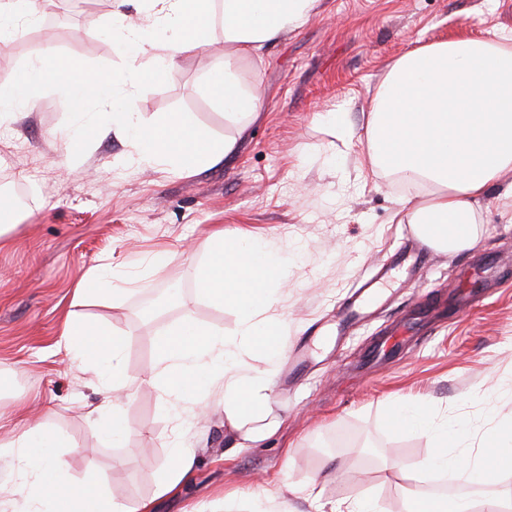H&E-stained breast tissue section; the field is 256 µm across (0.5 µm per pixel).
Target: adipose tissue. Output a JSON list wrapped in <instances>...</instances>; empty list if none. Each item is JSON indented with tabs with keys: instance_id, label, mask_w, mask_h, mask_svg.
<instances>
[{
	"instance_id": "ef3b65f1",
	"label": "adipose tissue",
	"mask_w": 512,
	"mask_h": 512,
	"mask_svg": "<svg viewBox=\"0 0 512 512\" xmlns=\"http://www.w3.org/2000/svg\"><path fill=\"white\" fill-rule=\"evenodd\" d=\"M150 20L140 23L116 12L112 23L130 58L151 55L150 65L87 72L82 59L41 53L30 63L20 87L0 88V122L22 115L33 91L55 80L75 110L93 100L111 102L112 129L136 149L142 167L167 166L184 174L211 167L233 154L238 139L215 142L177 113L145 123L122 88L161 84L175 58L204 51L215 25L224 29V58L205 90L225 118L245 127L254 118L260 86L244 81L242 62L263 60L266 45L317 16L321 0H139ZM368 155L373 166L424 185L420 201L403 199L400 214L435 249L460 251L477 240L478 206L501 173L512 170V48L498 38H460L429 44L400 57L380 83L367 120ZM286 262L267 239L214 235V247L197 267L198 291L206 301L235 307L240 324L234 338L184 317L155 344L151 382L163 394V408L184 420L204 412L206 394L224 385V424L233 441L261 443L274 432L269 416L276 369L288 346V323L271 317ZM71 366L94 369L103 401L90 411L113 441L129 436L110 395L131 385L123 369L126 341L100 323L68 314L61 333ZM258 354L261 367L244 371L242 353ZM390 419L402 433H427L434 454L424 469L467 471L493 483L512 464V424L501 427L493 458L455 454L460 430L430 429L422 411L398 410ZM69 442L60 433L33 427L0 448V458L19 457L12 493L26 512H152L153 502L116 501L70 478L62 458Z\"/></svg>"
}]
</instances>
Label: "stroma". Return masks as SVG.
<instances>
[{"label":"stroma","instance_id":"35a3bbf8","mask_svg":"<svg viewBox=\"0 0 512 512\" xmlns=\"http://www.w3.org/2000/svg\"><path fill=\"white\" fill-rule=\"evenodd\" d=\"M32 8L53 18L57 32L39 37L28 21L0 45V87L19 81L49 48L79 56L95 73L126 67L114 0H34ZM495 29L512 31V0H326L319 15L267 47L264 63L243 62L261 101L240 133L204 90L224 49L215 28L210 50L177 58L161 85L135 99L144 122L180 112L213 140L239 134L224 162L189 176L133 164L135 148L109 131L108 104L87 107L102 133L66 144L72 108L54 85L38 89L27 114L0 125V198L16 213L0 242V371L9 375L0 385V443L38 423L62 432L73 442L63 458L74 481L128 503L155 499L156 512H208L228 494L237 497L234 512H247L254 496L287 502L290 512L365 497L378 512H406L411 490L437 478L420 469L435 447L428 436L394 429L389 414L398 407L423 410L435 428L459 425L460 454L483 452L512 421V267L500 266L512 258V172L480 205L475 248L433 251L411 276L395 270L372 315L341 338L336 311L405 232L396 216L403 190L366 157L379 83L419 46ZM345 100L349 132L339 139L319 116ZM219 227L228 238L265 237L287 258L274 312L290 324L289 346L309 352L296 371L279 364L273 436L234 451L224 435L223 385L211 388L205 415L182 424L148 381L158 338L184 316L228 337L239 328L234 308L200 297L195 267L181 256L190 249L204 259ZM164 248L176 257L150 271L146 258ZM107 256L129 280L127 291L73 306L78 283ZM71 310L127 335L135 398L121 405L124 444L86 414L102 400L94 374L71 367L56 346ZM407 314L421 317L422 330L387 361L370 363L369 351ZM177 439L194 451L196 470L160 499L159 476ZM312 487L320 502L307 499Z\"/></svg>","mask_w":512,"mask_h":512}]
</instances>
